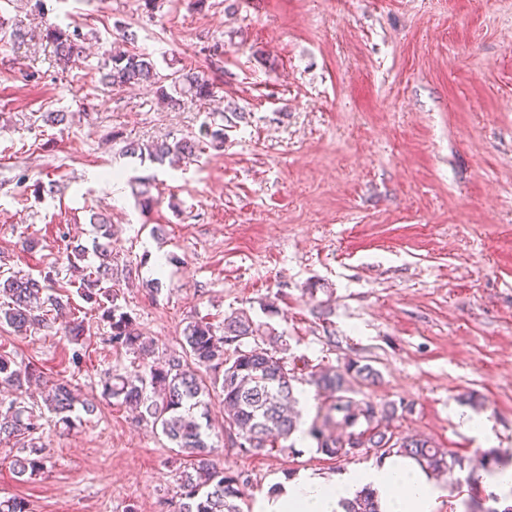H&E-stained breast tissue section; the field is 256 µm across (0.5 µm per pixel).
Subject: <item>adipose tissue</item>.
Listing matches in <instances>:
<instances>
[{
    "mask_svg": "<svg viewBox=\"0 0 512 512\" xmlns=\"http://www.w3.org/2000/svg\"><path fill=\"white\" fill-rule=\"evenodd\" d=\"M377 496L381 512H436L443 495L416 461L392 454L380 462L332 477L311 472L282 480L257 504V512H345L363 488Z\"/></svg>",
    "mask_w": 512,
    "mask_h": 512,
    "instance_id": "adipose-tissue-1",
    "label": "adipose tissue"
}]
</instances>
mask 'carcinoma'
<instances>
[{
  "label": "carcinoma",
  "instance_id": "cac0c4a2",
  "mask_svg": "<svg viewBox=\"0 0 512 512\" xmlns=\"http://www.w3.org/2000/svg\"><path fill=\"white\" fill-rule=\"evenodd\" d=\"M44 37L65 62L75 63L83 58L79 33L52 23L44 29ZM100 82L110 89L150 84L174 108L181 106L187 96H215V85L204 73L186 66L162 78L151 56L130 51L109 55ZM199 151L198 143L183 139L146 145L130 142L126 146L131 157H146L159 165L172 166L199 157ZM133 183L136 205L143 211L152 209L156 204L152 179L137 177ZM91 223L99 231L92 247L66 244L68 268L78 272V278L68 285L76 288V294L90 304V311L108 324L113 346L148 355L153 352L152 341L143 336L136 320L118 304V293L112 288L116 275L112 252L100 242L111 236L110 226L98 213L92 215ZM56 281L53 269L39 278L1 271L0 324L19 334L37 327L54 328L70 342L79 343L85 322L75 316L68 285L56 287ZM227 345L234 346L233 351L225 349ZM181 348V353L172 355L161 366L106 377L101 383V397L117 399L134 408L141 420L160 430L178 453L190 458V469L181 475L180 497L173 512H241L237 501L242 499L245 480L238 473L224 470L215 460L209 427L195 409L218 389L224 401V432L231 446L269 452L294 447L290 439L301 421L292 410L297 402L293 382L298 377L296 367L288 366L287 339L271 330H261L249 314L241 311L224 317L219 325L204 318L190 320L182 332ZM308 376L318 389L332 393L330 400L316 406L307 430L323 455L335 459L355 455L364 448H379L411 457L424 470L437 475L464 469L462 458L433 446L427 439L394 438L396 406L379 410L347 396L351 381L375 378L372 367L349 361L336 369H316ZM41 378L35 366L19 365L0 352L1 387L17 392ZM44 406L53 414L55 424L67 430L81 421V414L90 416L97 410L95 398L67 379L51 383ZM42 419L43 412L18 397L8 402L0 400V442L13 441L29 448L27 455L13 460L20 477L40 475L49 462V453L37 445ZM0 512H30V508L23 498L0 497ZM346 512H379L378 503L365 488L346 505Z\"/></svg>",
  "mask_w": 512,
  "mask_h": 512
}]
</instances>
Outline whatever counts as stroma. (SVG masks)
<instances>
[{"mask_svg": "<svg viewBox=\"0 0 512 512\" xmlns=\"http://www.w3.org/2000/svg\"><path fill=\"white\" fill-rule=\"evenodd\" d=\"M24 43L0 31V267L39 275L66 241L87 243L90 216L112 224L119 303L162 362L191 318L244 310L286 336L308 369L353 360L375 382L354 399L398 408L397 436L429 439L470 465L512 457V0H0ZM78 28L81 64L59 61L46 24ZM166 75L186 65L214 98L162 103L155 87L104 90L119 26ZM244 118H236L233 108ZM63 122H44V114ZM223 126V146L203 138ZM201 140L198 162L173 169L123 156L127 142ZM154 176L159 203L136 207L130 180ZM54 191L35 197V182ZM161 279V293L146 283ZM86 314L83 358L49 329L0 349L50 379L100 392L140 359L112 347ZM217 460L247 477L241 507L285 477L324 476L380 459L377 448L331 459L310 437L286 452L224 445ZM469 418L487 422L483 432ZM45 473L17 477L20 449L0 444V497L31 512H172L186 466L166 438L117 401L82 426L47 425ZM471 472L440 476L438 512H495Z\"/></svg>", "mask_w": 512, "mask_h": 512, "instance_id": "obj_1", "label": "stroma"}]
</instances>
